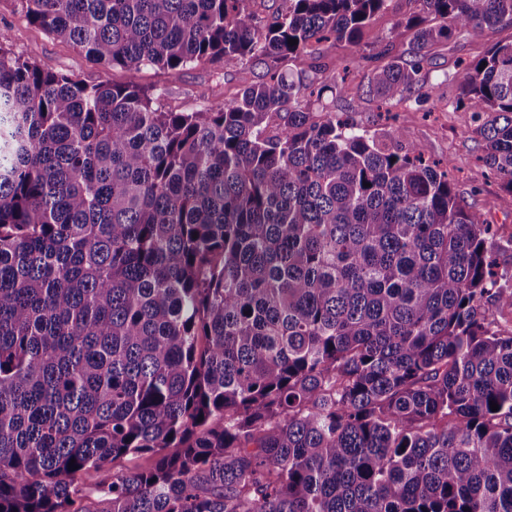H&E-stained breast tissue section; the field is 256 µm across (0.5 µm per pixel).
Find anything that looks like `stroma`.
<instances>
[{
  "label": "stroma",
  "instance_id": "stroma-1",
  "mask_svg": "<svg viewBox=\"0 0 512 512\" xmlns=\"http://www.w3.org/2000/svg\"><path fill=\"white\" fill-rule=\"evenodd\" d=\"M413 0H389L385 10L376 14L363 30V43L387 42L390 52H407L411 31L400 26V19L416 12ZM0 29L8 30L9 49L17 56L36 63L40 68L71 75L85 84L103 81L125 83L135 81L153 87L163 94L166 109L190 112L197 109L202 96L223 98L254 83L257 69L245 63L222 66L200 62L187 66L178 77L166 71L144 68L131 73L120 68H107L91 60L85 52L72 44L57 39L43 29L29 25L22 11V0H0ZM512 41V26L501 25L486 30L479 40H456L438 47L431 60L425 61L424 71L436 84V96L446 104V111L431 114L420 112L398 113L395 121L404 141L417 144L426 157L448 164L458 197L464 205L482 215L495 230L494 245L500 246L499 269L501 283L512 285V249L506 241L512 240V195L508 194L499 178L490 172L481 160L482 150L473 132L469 111L458 101L459 90L454 75L458 68L478 60L491 48ZM379 59L365 54L351 57L348 72L326 90L321 105L329 111H341L346 101L355 99L367 85Z\"/></svg>",
  "mask_w": 512,
  "mask_h": 512
}]
</instances>
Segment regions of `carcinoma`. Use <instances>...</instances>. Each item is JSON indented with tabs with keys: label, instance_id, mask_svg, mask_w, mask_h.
Masks as SVG:
<instances>
[{
	"label": "carcinoma",
	"instance_id": "obj_1",
	"mask_svg": "<svg viewBox=\"0 0 512 512\" xmlns=\"http://www.w3.org/2000/svg\"><path fill=\"white\" fill-rule=\"evenodd\" d=\"M253 2L24 0L107 67L264 69L192 112L46 72L0 30V512H512L492 226L399 130L284 71L360 53L388 0ZM414 2L409 55L369 46L381 119L432 98V47L512 25V0ZM459 85L512 195V42ZM129 455L152 464L109 468Z\"/></svg>",
	"mask_w": 512,
	"mask_h": 512
}]
</instances>
